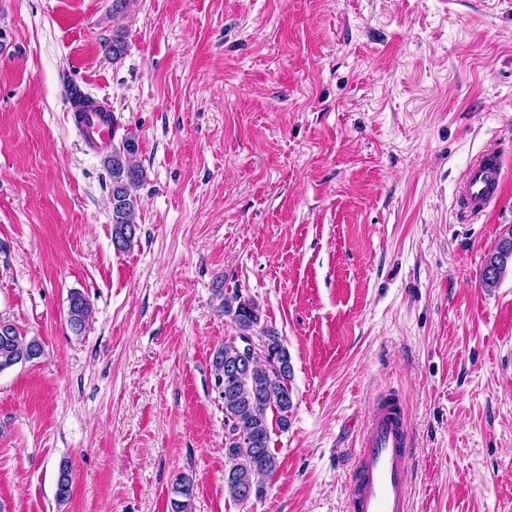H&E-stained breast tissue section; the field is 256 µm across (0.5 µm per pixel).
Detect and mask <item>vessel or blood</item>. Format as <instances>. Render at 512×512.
Here are the masks:
<instances>
[{"label":"vessel or blood","mask_w":512,"mask_h":512,"mask_svg":"<svg viewBox=\"0 0 512 512\" xmlns=\"http://www.w3.org/2000/svg\"><path fill=\"white\" fill-rule=\"evenodd\" d=\"M85 147H108L116 134L111 115L87 112L78 126ZM504 154L490 148L465 171L458 201L461 213H483L501 192ZM410 433L397 398L377 397L359 436V450L348 492L349 512H411L407 471Z\"/></svg>","instance_id":"b4317fda"}]
</instances>
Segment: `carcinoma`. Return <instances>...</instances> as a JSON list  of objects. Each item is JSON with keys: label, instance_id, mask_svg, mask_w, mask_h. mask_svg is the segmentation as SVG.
I'll use <instances>...</instances> for the list:
<instances>
[{"label": "carcinoma", "instance_id": "obj_1", "mask_svg": "<svg viewBox=\"0 0 512 512\" xmlns=\"http://www.w3.org/2000/svg\"><path fill=\"white\" fill-rule=\"evenodd\" d=\"M106 48L112 60L119 59L126 52L125 34L121 27L112 31V38ZM121 148L126 150L124 162L107 155L102 164L109 177V203L112 224V242L120 251L131 248L135 238V218L142 206L135 189L144 179V169L138 160V137L128 132L121 139ZM512 265V228L488 251L484 258L482 281L492 288L506 274ZM220 309L231 317L238 335L232 336L212 354V368L217 380L224 382V456L227 468L224 470V485L233 501L243 504L239 488L249 485L254 496L263 494L262 479L278 469V458L270 448L271 428L288 429L289 412L293 408L290 381L292 369L287 349L273 331L265 334V345L269 353L268 362H255L249 370L236 378L224 380V363L233 361L241 350V341L260 324L259 307L237 292L226 293L217 289ZM90 314V303L79 291L70 294L68 323L75 333L85 328ZM11 342H0V372L18 364L40 359L43 354L41 341L27 337L14 324ZM56 497L64 502L71 495L70 467L59 465ZM172 493L173 512H191L194 498V482L187 475L176 477Z\"/></svg>", "mask_w": 512, "mask_h": 512}]
</instances>
